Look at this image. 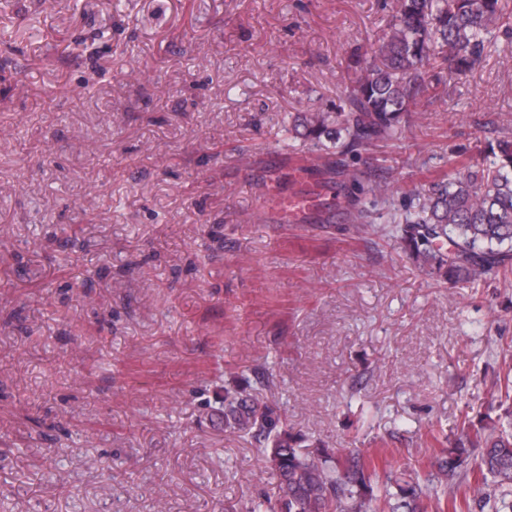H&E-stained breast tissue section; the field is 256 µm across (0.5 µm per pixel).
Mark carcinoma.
Masks as SVG:
<instances>
[{"label":"carcinoma","mask_w":512,"mask_h":512,"mask_svg":"<svg viewBox=\"0 0 512 512\" xmlns=\"http://www.w3.org/2000/svg\"><path fill=\"white\" fill-rule=\"evenodd\" d=\"M512 23L508 0H398L371 56L355 53L354 80L334 112L288 114V131L325 151V171L343 177L350 231L376 235L368 196L385 194L390 176L354 166L361 152L401 139L418 102L448 78L478 67L493 26ZM392 233L411 263L432 280L477 288L492 274L512 273V138L485 142L477 157L457 160L418 193ZM267 385L247 393L224 387V432L250 436L278 478V512H512V376L494 384L504 419L472 430L462 424L423 476L406 477L357 448L309 451L286 414L269 403ZM480 457L479 472L470 467Z\"/></svg>","instance_id":"obj_1"}]
</instances>
